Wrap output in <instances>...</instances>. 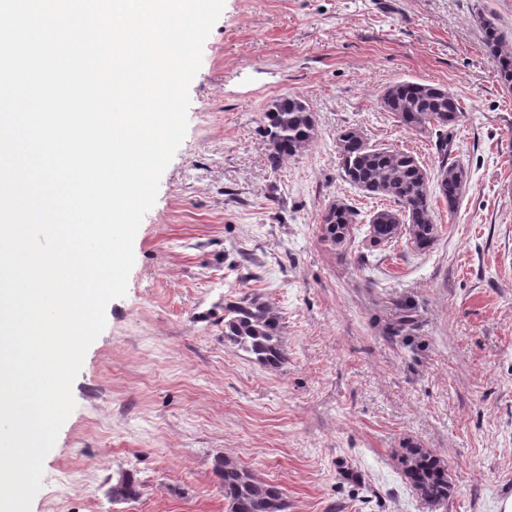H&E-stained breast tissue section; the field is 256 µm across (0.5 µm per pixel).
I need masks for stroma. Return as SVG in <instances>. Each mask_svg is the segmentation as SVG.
<instances>
[{
    "mask_svg": "<svg viewBox=\"0 0 512 512\" xmlns=\"http://www.w3.org/2000/svg\"><path fill=\"white\" fill-rule=\"evenodd\" d=\"M512 48V0H225L189 88L184 141L135 236L127 294L73 381L76 406L43 463L31 512H227L214 461L277 485L288 512H503L512 496V90L479 15ZM412 80L464 114L439 155L379 97ZM304 97L314 143L279 171L260 132L269 102ZM468 171L436 242L371 244L388 200L341 177L336 135ZM358 213L345 245L325 208ZM280 314L278 368L224 341V305ZM448 465L439 505L406 483L407 443ZM140 495L116 501L119 474ZM356 219L357 213L350 205L339 199L333 201L322 215L323 239L336 246L344 244Z\"/></svg>",
    "mask_w": 512,
    "mask_h": 512,
    "instance_id": "35a3bbf8",
    "label": "stroma"
}]
</instances>
